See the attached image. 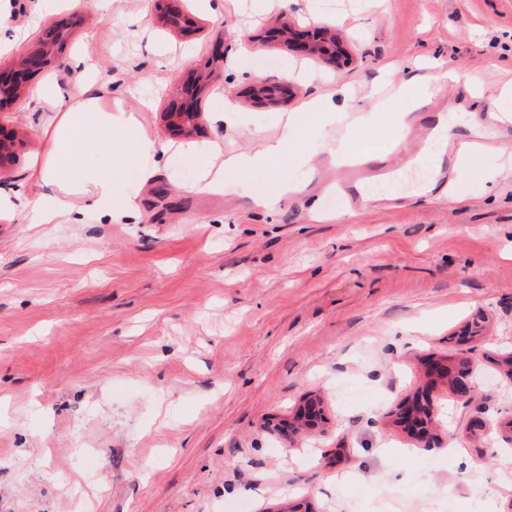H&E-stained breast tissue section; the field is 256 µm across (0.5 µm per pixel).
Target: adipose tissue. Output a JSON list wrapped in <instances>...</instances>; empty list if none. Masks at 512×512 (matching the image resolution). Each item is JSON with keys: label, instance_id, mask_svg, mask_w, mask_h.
<instances>
[{"label": "adipose tissue", "instance_id": "1", "mask_svg": "<svg viewBox=\"0 0 512 512\" xmlns=\"http://www.w3.org/2000/svg\"><path fill=\"white\" fill-rule=\"evenodd\" d=\"M35 95L54 102L42 131L45 149L29 168V186L0 188V210L30 204L42 224H60L86 211L112 219L136 218L140 195L154 184L169 145L147 133L122 105L113 104L104 85L83 82L65 95L47 81ZM308 120L305 114L289 116L279 138L259 150L227 157L217 170L206 171L198 191L222 192L225 173H264L284 156L301 155V132Z\"/></svg>", "mask_w": 512, "mask_h": 512}]
</instances>
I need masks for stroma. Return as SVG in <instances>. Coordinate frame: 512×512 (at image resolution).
Here are the masks:
<instances>
[{
    "instance_id": "obj_1",
    "label": "stroma",
    "mask_w": 512,
    "mask_h": 512,
    "mask_svg": "<svg viewBox=\"0 0 512 512\" xmlns=\"http://www.w3.org/2000/svg\"><path fill=\"white\" fill-rule=\"evenodd\" d=\"M0 0L14 46L0 69L65 30L28 91L0 102L16 158L0 177L25 182L43 151L50 102L29 91L76 82L86 51L151 134L177 88L208 77L190 136L197 148L160 165L136 224L86 213L41 224L0 214V512H512V150L453 165L418 144L446 114L470 139L448 67L489 90L512 84V0H183L191 18L162 19L157 0ZM335 32L344 69L301 56L271 33ZM297 79H288V71ZM275 79L293 94L258 105L241 91ZM418 104L413 136L395 144L372 85ZM237 91L234 129L217 98ZM318 100L327 122L305 129L306 159L226 175L220 194L194 186L223 154L280 135ZM365 111L353 121L352 108ZM388 152L384 173L338 188L326 145ZM302 185L273 211L253 198L280 179ZM473 350V402L431 389L441 447L426 448L392 411L426 382L427 358ZM326 420L300 446L275 424L308 396Z\"/></svg>"
}]
</instances>
